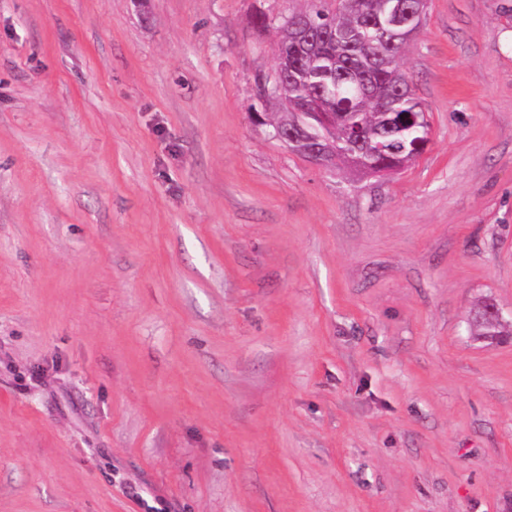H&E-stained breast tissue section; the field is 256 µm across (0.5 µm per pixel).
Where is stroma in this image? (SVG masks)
Wrapping results in <instances>:
<instances>
[{
    "label": "stroma",
    "instance_id": "1",
    "mask_svg": "<svg viewBox=\"0 0 512 512\" xmlns=\"http://www.w3.org/2000/svg\"><path fill=\"white\" fill-rule=\"evenodd\" d=\"M305 6L0 0V512H512V0L382 178L250 120Z\"/></svg>",
    "mask_w": 512,
    "mask_h": 512
}]
</instances>
